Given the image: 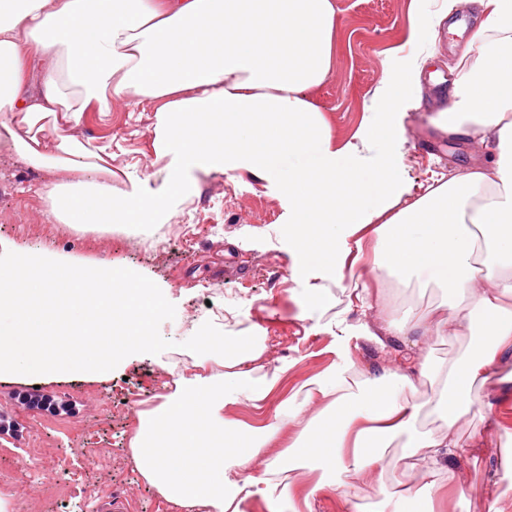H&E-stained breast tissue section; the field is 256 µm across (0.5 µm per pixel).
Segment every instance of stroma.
Returning a JSON list of instances; mask_svg holds the SVG:
<instances>
[{
  "label": "stroma",
  "instance_id": "1",
  "mask_svg": "<svg viewBox=\"0 0 512 512\" xmlns=\"http://www.w3.org/2000/svg\"><path fill=\"white\" fill-rule=\"evenodd\" d=\"M336 38L331 71L311 97L324 112L336 142L353 138L371 115L365 103L385 76V64L397 49H409L413 0H333ZM482 15L465 0L449 17L465 26L461 37L441 36L440 61L434 79L426 80L422 108L406 112L403 166L413 186L462 174L485 161L486 146L436 133L431 110L447 93L448 66L461 53L471 62L486 57V40L478 33ZM157 117L151 103L113 104L111 111L83 113L72 122L58 113L41 135L43 143L77 137L107 147L110 156L83 180L106 177L127 165L138 175L160 181L164 165L158 156ZM66 171L38 169L19 161L0 143V252L28 253L48 249L57 258L92 267L109 261L154 281L174 304V319L164 321L161 335L174 346L160 354H133L113 370L110 380L83 375L39 380L60 408L29 418L28 432L37 438L42 471L25 478L20 471L27 450L0 439V474L13 471L10 485H0L8 512H88V504L123 501L129 512H173L129 457L130 442L141 419L171 391L173 373L187 374L192 358L182 341L206 332L232 341L264 337L267 358L288 363V370L260 406L239 400L224 408L226 419L258 427L276 422L284 406L298 408L306 383L344 359L366 370L383 366L378 345L363 338L347 343L348 357L337 353L336 324L359 317L378 322L402 320L412 310L439 301L444 291L422 285L416 277L387 276L371 248L355 264L332 277L298 270L288 243L285 192L279 184L238 169L224 175L199 176L185 203L175 205L162 223L136 227L116 224H63L43 196L47 184L68 179ZM377 290L379 307L367 314L350 310L357 289ZM481 469L458 462L464 475L463 496L452 512H493L481 494L484 478L502 474L498 447L504 430L488 432Z\"/></svg>",
  "mask_w": 512,
  "mask_h": 512
}]
</instances>
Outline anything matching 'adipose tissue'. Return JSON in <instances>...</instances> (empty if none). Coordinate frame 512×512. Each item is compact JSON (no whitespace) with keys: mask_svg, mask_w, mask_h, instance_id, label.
<instances>
[{"mask_svg":"<svg viewBox=\"0 0 512 512\" xmlns=\"http://www.w3.org/2000/svg\"><path fill=\"white\" fill-rule=\"evenodd\" d=\"M410 40L395 53L366 109L376 120L336 146L321 109L309 96L327 78L336 29L333 0H0V113L35 127L59 112H108L116 100L154 102L161 186L125 172V188L106 181L89 190L53 183L45 196L65 224H154L200 174L240 168L282 184L297 263L330 275L343 268L347 240L373 231L379 268L442 284L438 305L410 311L402 323L354 325L356 335L388 349L407 342L402 367L356 377L353 363L313 379L311 417L294 413L286 453L264 458L263 475L230 478L260 455L275 426L238 429L224 417L228 403L264 401L284 373L273 367L255 380L263 345L246 337L225 350L220 339L193 337L195 371L180 377L164 402L142 418L131 441L136 469L177 512H240L245 489L264 501L293 497L300 475L320 470L315 490L336 487L356 499L355 512H435L461 489L453 461L477 457L480 435L462 436L475 399L474 383L512 390V0H473L492 50L478 70L459 67L448 101L431 116L444 135L486 143L489 161L414 193L402 176L401 118L419 108L422 79L442 21L460 0L431 12L415 0ZM316 49L302 62L305 45ZM303 119L306 135L284 133ZM5 136L25 164L79 169L86 147L69 137L41 150L17 129ZM386 147L384 165L368 156ZM336 198L340 207H305L302 195ZM467 337L457 360L431 361L428 341ZM224 356V374L207 366ZM441 418L436 430L416 427L414 397L421 379ZM395 455H388V448Z\"/></svg>","mask_w":512,"mask_h":512,"instance_id":"obj_1","label":"adipose tissue"}]
</instances>
